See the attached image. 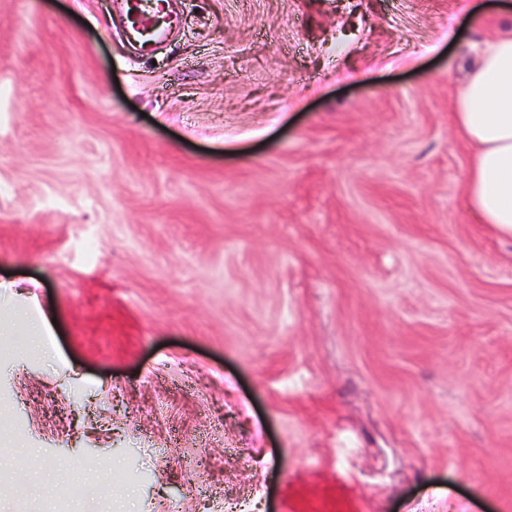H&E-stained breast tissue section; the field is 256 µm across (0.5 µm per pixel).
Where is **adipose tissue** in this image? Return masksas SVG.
<instances>
[{
	"label": "adipose tissue",
	"mask_w": 512,
	"mask_h": 512,
	"mask_svg": "<svg viewBox=\"0 0 512 512\" xmlns=\"http://www.w3.org/2000/svg\"><path fill=\"white\" fill-rule=\"evenodd\" d=\"M453 119L471 148L470 207L481 223L512 236V29L486 43Z\"/></svg>",
	"instance_id": "adipose-tissue-1"
}]
</instances>
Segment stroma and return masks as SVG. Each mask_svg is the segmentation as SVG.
Masks as SVG:
<instances>
[{"label": "stroma", "mask_w": 512, "mask_h": 512, "mask_svg": "<svg viewBox=\"0 0 512 512\" xmlns=\"http://www.w3.org/2000/svg\"><path fill=\"white\" fill-rule=\"evenodd\" d=\"M475 0H0V512H512V237L452 112ZM130 356L94 354L113 299ZM75 487L86 488L80 498ZM120 8L125 14L129 32L142 48L151 47L167 38L174 19L168 24H159L157 14L164 12L162 1L120 0ZM282 512H363L365 499L350 487L336 466L313 471L288 484L282 494Z\"/></svg>", "instance_id": "stroma-1"}]
</instances>
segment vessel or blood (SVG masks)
I'll list each match as a JSON object with an SVG mask.
<instances>
[{"label":"vessel or blood","mask_w":512,"mask_h":512,"mask_svg":"<svg viewBox=\"0 0 512 512\" xmlns=\"http://www.w3.org/2000/svg\"><path fill=\"white\" fill-rule=\"evenodd\" d=\"M129 32L141 47L166 39L169 25L158 22L163 0H120ZM112 349L129 352L134 340V319L119 304L112 307ZM365 499L355 493L340 467L313 471L288 484L282 494V512H364Z\"/></svg>","instance_id":"b4317fda"}]
</instances>
